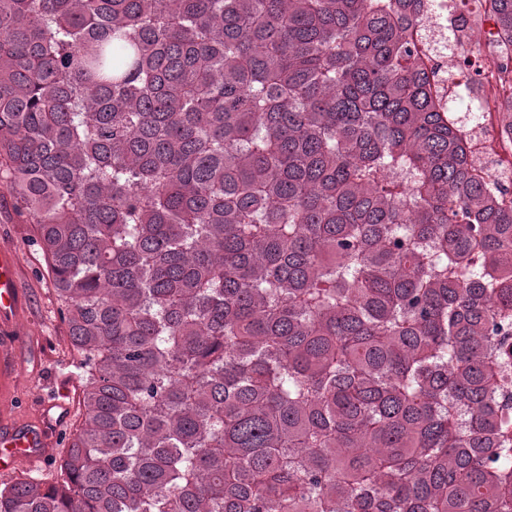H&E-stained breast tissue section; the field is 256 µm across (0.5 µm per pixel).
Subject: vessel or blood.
Returning a JSON list of instances; mask_svg holds the SVG:
<instances>
[{
    "label": "vessel or blood",
    "mask_w": 512,
    "mask_h": 512,
    "mask_svg": "<svg viewBox=\"0 0 512 512\" xmlns=\"http://www.w3.org/2000/svg\"><path fill=\"white\" fill-rule=\"evenodd\" d=\"M26 305L14 250L0 248V379L9 380L18 366L17 348L22 344L17 325ZM51 434L37 420L0 421V470L11 471L23 464L33 472L42 471L51 455Z\"/></svg>",
    "instance_id": "b4317fda"
}]
</instances>
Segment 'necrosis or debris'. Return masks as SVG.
<instances>
[{
	"label": "necrosis or debris",
	"instance_id": "necrosis-or-debris-1",
	"mask_svg": "<svg viewBox=\"0 0 512 512\" xmlns=\"http://www.w3.org/2000/svg\"><path fill=\"white\" fill-rule=\"evenodd\" d=\"M464 0H423L417 54L437 86L440 104L458 97L462 87L479 90L478 112H455L469 159L498 188L497 201L512 208V45L505 43L497 21L484 17L463 41H449L450 23L458 19Z\"/></svg>",
	"mask_w": 512,
	"mask_h": 512
}]
</instances>
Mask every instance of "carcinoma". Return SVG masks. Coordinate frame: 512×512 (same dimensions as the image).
Listing matches in <instances>:
<instances>
[{
	"label": "carcinoma",
	"instance_id": "1",
	"mask_svg": "<svg viewBox=\"0 0 512 512\" xmlns=\"http://www.w3.org/2000/svg\"><path fill=\"white\" fill-rule=\"evenodd\" d=\"M421 2L0 0V179L84 408L0 512H512V209Z\"/></svg>",
	"mask_w": 512,
	"mask_h": 512
}]
</instances>
